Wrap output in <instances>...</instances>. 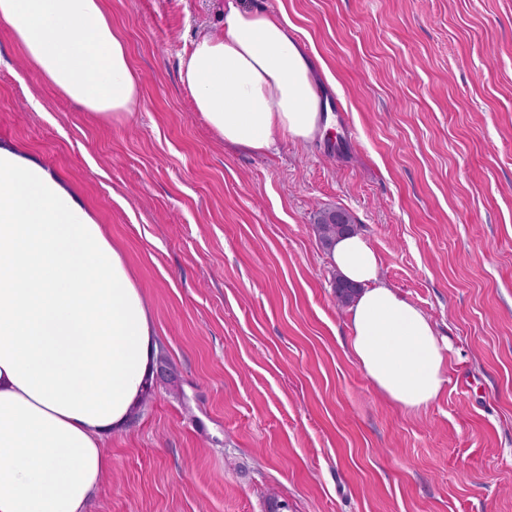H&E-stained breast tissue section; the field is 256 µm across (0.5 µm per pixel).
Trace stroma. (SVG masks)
<instances>
[{"mask_svg":"<svg viewBox=\"0 0 512 512\" xmlns=\"http://www.w3.org/2000/svg\"><path fill=\"white\" fill-rule=\"evenodd\" d=\"M322 60L332 136L226 146L179 57L224 0H105L141 93L115 125L0 22V148L42 167L131 266L161 357L88 512H512V0H244ZM355 219L381 279L448 342L410 412L349 346L312 224Z\"/></svg>","mask_w":512,"mask_h":512,"instance_id":"1","label":"stroma"}]
</instances>
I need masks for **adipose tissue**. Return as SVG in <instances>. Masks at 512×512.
Returning a JSON list of instances; mask_svg holds the SVG:
<instances>
[{"instance_id":"obj_1","label":"adipose tissue","mask_w":512,"mask_h":512,"mask_svg":"<svg viewBox=\"0 0 512 512\" xmlns=\"http://www.w3.org/2000/svg\"><path fill=\"white\" fill-rule=\"evenodd\" d=\"M27 59L93 115L127 123L140 96L105 0H0ZM323 63L296 26L224 0L220 35L195 39L179 75L195 112L226 145L268 154L332 129ZM328 259L361 291L347 310L365 376L409 411L446 382L448 343L379 276L367 237ZM151 316L122 253L39 166L0 148V512H87L156 363Z\"/></svg>"}]
</instances>
